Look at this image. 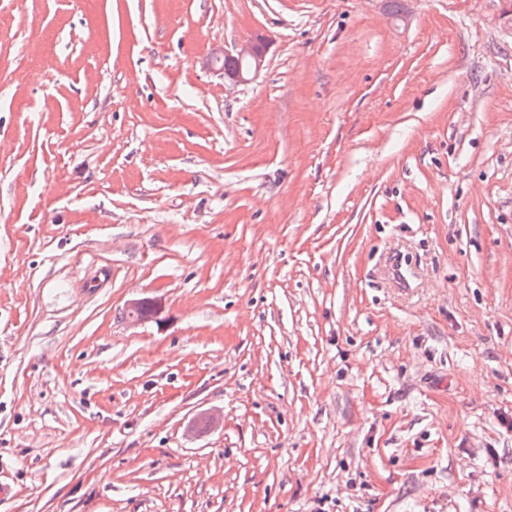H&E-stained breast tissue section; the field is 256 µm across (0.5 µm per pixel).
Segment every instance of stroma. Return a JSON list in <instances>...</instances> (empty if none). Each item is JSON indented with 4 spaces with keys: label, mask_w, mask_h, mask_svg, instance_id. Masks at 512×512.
Instances as JSON below:
<instances>
[{
    "label": "stroma",
    "mask_w": 512,
    "mask_h": 512,
    "mask_svg": "<svg viewBox=\"0 0 512 512\" xmlns=\"http://www.w3.org/2000/svg\"><path fill=\"white\" fill-rule=\"evenodd\" d=\"M509 420L512 0H0V512H512ZM267 55V44L262 39H251L235 53H214L212 65L224 75V86L246 84L263 68ZM150 305L153 309V313L151 315H146L143 313V308L146 305ZM161 311L160 303L152 298H140L131 300L126 306V319L133 324H139L143 322L150 321L152 319H156Z\"/></svg>",
    "instance_id": "stroma-1"
}]
</instances>
